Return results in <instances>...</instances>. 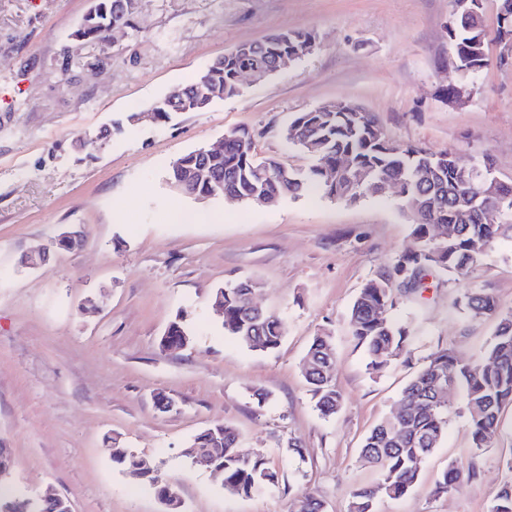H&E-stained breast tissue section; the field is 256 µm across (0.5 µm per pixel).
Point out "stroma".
I'll return each instance as SVG.
<instances>
[{"instance_id":"stroma-1","label":"stroma","mask_w":512,"mask_h":512,"mask_svg":"<svg viewBox=\"0 0 512 512\" xmlns=\"http://www.w3.org/2000/svg\"><path fill=\"white\" fill-rule=\"evenodd\" d=\"M498 0H483L487 67L455 68L446 26L451 0H139L136 28L100 48L73 39L90 0H0V448L7 478L30 496L54 488L72 512H164L150 487L112 463L113 440L149 460L174 484L183 512H290L301 488L324 512H348L352 490L374 480L359 463L365 435L396 411L402 389L436 348L482 360L495 330L457 305L466 287L512 308V240H499L472 283L429 279L406 294L395 316L412 337L397 363L368 374L348 324L370 277L412 241L394 192L354 202L312 191L273 206L198 200L167 172L187 152L247 129L256 153L284 166L308 158L285 135L296 113L346 102L373 113L388 137L461 164L491 154L512 184V65L498 62ZM283 30H309L312 50L238 96L167 122L129 127L102 148L78 152L133 107L149 108L193 82L216 57ZM451 85L469 86L460 102ZM216 213L176 224L173 207ZM77 244L54 250L45 268L24 258L64 227ZM243 279L255 302L277 315L281 345L248 349L226 336L212 305L216 288ZM182 321L179 349L161 338ZM330 334L339 413L321 417L302 376L315 334ZM269 398L257 404L253 390ZM171 405L159 408L157 394ZM448 429L420 466L418 483L377 512H488L512 481V406L496 444L474 451L458 390ZM233 426L247 448L279 473L249 497L225 494L210 467L184 450L203 430ZM303 451L295 457L289 440ZM475 461L477 474L448 493L436 483L449 462Z\"/></svg>"}]
</instances>
